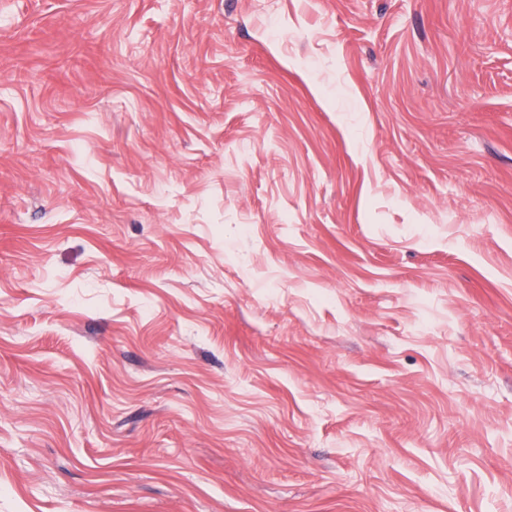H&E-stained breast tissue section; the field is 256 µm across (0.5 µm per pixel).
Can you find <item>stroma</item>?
<instances>
[{
  "label": "stroma",
  "mask_w": 512,
  "mask_h": 512,
  "mask_svg": "<svg viewBox=\"0 0 512 512\" xmlns=\"http://www.w3.org/2000/svg\"><path fill=\"white\" fill-rule=\"evenodd\" d=\"M0 512H512V0H0Z\"/></svg>",
  "instance_id": "1"
}]
</instances>
